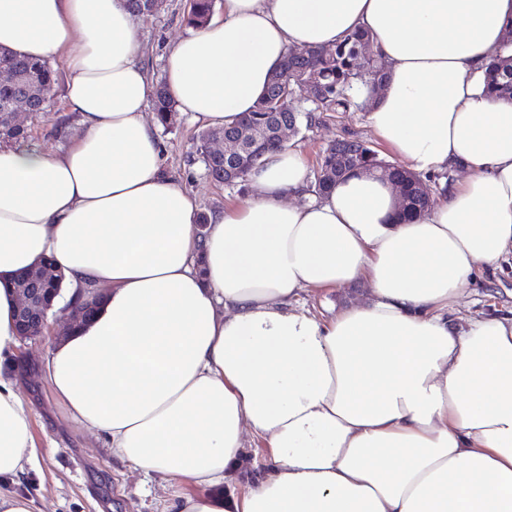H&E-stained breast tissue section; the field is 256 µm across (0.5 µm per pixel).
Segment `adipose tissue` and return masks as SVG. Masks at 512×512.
<instances>
[{
	"instance_id": "ef3b65f1",
	"label": "adipose tissue",
	"mask_w": 512,
	"mask_h": 512,
	"mask_svg": "<svg viewBox=\"0 0 512 512\" xmlns=\"http://www.w3.org/2000/svg\"><path fill=\"white\" fill-rule=\"evenodd\" d=\"M169 50L179 111L253 110L291 48L360 31L387 78L369 126L422 176L465 177L417 217L358 173L309 193L299 152L267 153L237 206L201 215L166 172L126 0H0V47L66 59L78 133L49 153L0 143V512L35 454L16 275L52 256L54 312L99 291L37 378L144 477L188 485L180 512H512V316L448 306L512 254V0H222ZM365 285L319 317L307 293ZM262 447L263 455L252 452ZM490 85L496 95L512 96V57L491 64Z\"/></svg>"
}]
</instances>
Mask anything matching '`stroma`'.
I'll list each match as a JSON object with an SVG mask.
<instances>
[{
	"mask_svg": "<svg viewBox=\"0 0 512 512\" xmlns=\"http://www.w3.org/2000/svg\"><path fill=\"white\" fill-rule=\"evenodd\" d=\"M188 0H166L163 8L141 20V64L153 82L164 78L171 43L188 30ZM19 120L31 130V142L56 150L72 137L74 125L67 113L62 90H55L49 116L21 113ZM205 122L191 114L173 112L167 129L158 136L165 147L167 173L192 197L202 211L241 201L237 188L218 185L205 175L195 158V137ZM341 137L374 141L367 111L338 112L293 137L308 168H315L319 150ZM463 316L512 314V255L499 267L478 269L458 299ZM24 400L35 402L32 432L38 445L36 457L17 479L14 488L31 495L35 512H177L181 487L167 486L121 465L106 448L103 438L91 435L69 420L36 379L20 381Z\"/></svg>",
	"mask_w": 512,
	"mask_h": 512,
	"instance_id": "35a3bbf8",
	"label": "stroma"
}]
</instances>
